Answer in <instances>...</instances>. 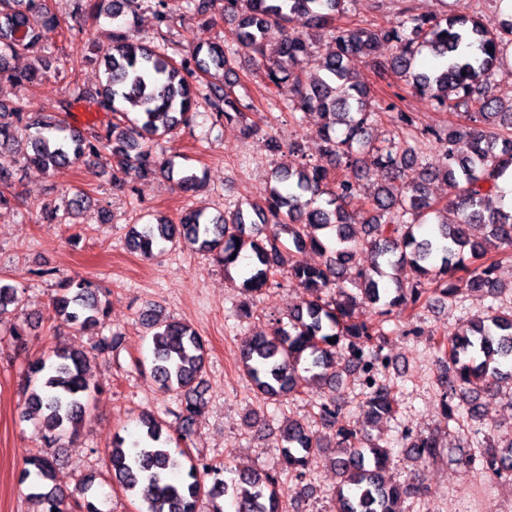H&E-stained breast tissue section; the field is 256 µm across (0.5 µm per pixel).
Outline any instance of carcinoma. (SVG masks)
I'll return each mask as SVG.
<instances>
[{"mask_svg":"<svg viewBox=\"0 0 512 512\" xmlns=\"http://www.w3.org/2000/svg\"><path fill=\"white\" fill-rule=\"evenodd\" d=\"M143 0H92L87 13L116 23L107 46L87 44L80 65L103 68L104 81L86 95L74 81L61 109L88 102L97 112L120 121L93 124L84 130L65 127L61 119L39 112L28 101L11 108L0 102V151L16 148L26 163L52 174L79 160L108 151L112 155V184L129 187V179L156 172L176 179L184 193H195L202 178L187 166L175 168L162 160L154 144L184 127H192L204 101L212 126L240 125L246 135L258 132L247 115L249 106L234 92L235 63L241 53L251 56L263 70L267 85H288V111L319 113L324 122L316 135L327 163L281 164L259 197L246 207L214 218L188 207L176 221H159L131 228L129 246L146 258L155 256L161 243L188 246L206 254L231 276L239 274L245 295L286 277L306 295L301 306L288 314L268 335L244 342L240 351L243 372L258 395L280 401L301 390L323 391L318 404L321 422L333 430L332 463L336 485V512H403L404 498L417 496L412 484H397L386 474L390 448L382 446L367 428L343 420L336 391L344 377L363 391L362 409L368 423L393 415L397 400L380 375L389 356L382 354L388 332L384 324L394 317L411 319L432 297L453 304L471 293L493 298L502 293L494 256L512 250V211L489 205L497 180L512 170V94L484 96L486 80L512 77V13L490 27L479 11L448 5L439 15L403 14L384 29L343 28L334 25L348 0H220L224 17L235 23L231 40L198 45L177 60L166 45L141 41L124 17L135 14ZM156 33L166 39L173 18L169 0H152ZM186 11L203 24L212 22L214 0H184ZM61 22L47 0H0V82L35 85L50 71L43 35ZM331 33L333 52L318 60V71L306 70L314 56L313 43ZM392 43L394 54L378 60L381 43ZM436 64L418 63L422 54ZM25 57L26 67L11 60ZM371 61L377 74L393 75L411 90L428 96L437 106L461 112L469 125L442 130L420 129L401 113L405 136L384 147L366 140L367 126L381 109L371 89L357 79L355 61ZM223 73L224 82L203 80L211 71ZM435 143L442 154L437 168L418 166L425 142ZM355 167L376 184L364 207L350 208L360 185L341 174ZM405 180L406 190L393 192L391 184ZM442 179L449 197L442 202L429 185ZM456 212L454 223L441 213ZM364 228L366 239L356 240L354 225ZM272 232L263 234V228ZM367 249L370 261L356 265L357 250ZM309 249L326 256L320 265L303 264L295 253ZM349 282L355 290L345 288ZM105 293L92 280H69L59 285L52 317L80 330L101 329L107 317ZM367 303L374 318L363 320L358 310ZM23 307V293L0 283V321ZM12 324L0 339L22 343L32 321ZM141 326L151 336L149 363L137 359L135 369L149 367L160 388L176 395V406L166 410L168 423L151 412L139 416L136 439L127 443L116 436L109 456V482L138 498L142 512H223L218 498L231 494L235 512H286L280 475L242 465L231 483L218 478L223 467L194 462L188 447L197 416L205 405L201 374L205 366L203 336L189 324L162 317L154 306L140 314ZM335 342L330 343L328 339ZM443 354L440 400L447 421H457L458 397L467 402L470 420L479 419L477 400L499 393L503 366L512 363V307L472 319L462 332L436 342ZM121 347V335L98 339L93 355L58 345L47 357L29 365L25 416L38 422L48 448H60L78 432L92 397L88 372L90 357H108ZM408 454L427 462L439 445L430 436H406ZM281 469L298 481L306 479L309 455L324 447L306 422L290 418L279 428ZM51 456L26 460L21 481L35 489L44 512H99L85 498L91 486L80 489L83 501L53 483ZM479 464L494 476L512 475V449L487 446L465 456L463 465ZM216 476L204 490L201 475Z\"/></svg>","mask_w":512,"mask_h":512,"instance_id":"cac0c4a2","label":"carcinoma"}]
</instances>
